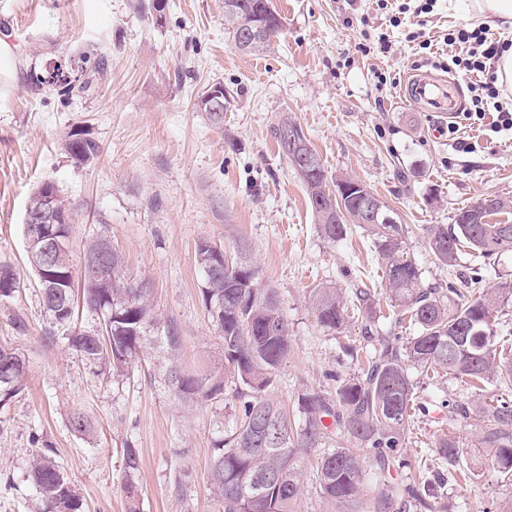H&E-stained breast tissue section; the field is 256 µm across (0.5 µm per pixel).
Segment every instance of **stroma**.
I'll list each match as a JSON object with an SVG mask.
<instances>
[{"label":"stroma","instance_id":"stroma-1","mask_svg":"<svg viewBox=\"0 0 512 512\" xmlns=\"http://www.w3.org/2000/svg\"><path fill=\"white\" fill-rule=\"evenodd\" d=\"M419 2L389 0L383 9L378 0H273L286 31L254 56L234 47L224 0H167L159 20L152 0H0V33L22 56L0 98V265L18 277L14 297L0 305V345L27 362L24 390L0 409V512H35L39 497L28 469L42 443L54 448L82 512H126L128 441L140 455L141 512H219L206 472L236 399L202 300L200 240L228 251L246 241L261 278L279 293L292 346L270 390L274 399L290 410L303 388L331 391L333 374L357 372L344 344L360 342L359 324L341 335L323 330L310 291L382 292L381 261L361 229L336 242L321 235L304 186L278 148L275 130L284 119L302 127L328 181L354 178L394 209L424 283L447 286L424 227L452 223L486 195L512 199V137L492 132L493 111L476 122L458 119V132L449 133L401 96L410 73L435 68L410 33L423 31L439 49L465 19L457 0H436L417 18ZM404 3L410 9L402 14ZM396 17L401 25H393ZM377 31L389 32L391 52H362L365 33ZM93 49L105 55L106 74L88 92L69 99L31 93L32 74ZM383 71L395 86H379ZM215 83L227 96L219 123L195 108L197 95ZM79 127L101 147L89 164L74 163L62 148ZM45 181L75 211L73 255L95 236L111 240L129 275L148 284L158 318L176 328L181 370L224 380L223 401L175 400L150 352L127 377L113 378L77 357L65 331L51 326L22 232L28 197ZM460 270L478 272L487 288L509 284L512 253L483 258L466 248ZM18 315L25 330L13 324ZM410 376L427 411L414 417L402 465L391 474L378 475L372 456L362 453L366 494L388 493L389 512H416L401 490L414 472L441 469L435 443L448 435L462 448L463 464L478 472L445 480L441 512H512V481L481 463L477 430L449 426L441 407L472 400V392L449 377ZM77 410L92 422L90 433L71 430Z\"/></svg>","mask_w":512,"mask_h":512}]
</instances>
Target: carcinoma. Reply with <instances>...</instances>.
Here are the masks:
<instances>
[{"label": "carcinoma", "mask_w": 512, "mask_h": 512, "mask_svg": "<svg viewBox=\"0 0 512 512\" xmlns=\"http://www.w3.org/2000/svg\"><path fill=\"white\" fill-rule=\"evenodd\" d=\"M224 25L237 42L241 33L253 34L256 47L252 54H262L274 39L284 34V23L272 0H224ZM82 80L67 87H54L60 96L71 98L88 92L97 77L103 75L106 59L98 54L79 56ZM196 108L208 112L220 122L224 118V96L208 100L198 95ZM65 149L77 164H85L100 154L99 144L80 131L68 133ZM319 173H298L321 234L332 241L347 237L351 225L366 230L381 258L391 314L386 317V333L374 330L382 318L371 292H355L361 315L363 345H347L351 356L365 352L360 372L337 382L336 393L306 388L297 395L293 415L272 398L268 390L288 359L291 349L288 320L283 313L275 288L263 283L260 274L249 277L241 266H248L246 244L237 243L235 255L227 256L219 277H209L210 257L224 251L207 239L197 244V263L202 273V300L212 322L224 340V359L236 378L238 405L231 414L232 426L215 440L211 452L208 482L221 512H297L301 499L300 453L319 448L332 439L333 430L347 433L373 453L380 474L406 447L411 413L425 410L418 401L415 384L409 375L413 367L434 377L450 375L467 388L485 391L494 382L499 390L512 391V354L498 347V313L512 303V285L492 288L468 297L463 289L476 290L481 282L477 275L461 274L448 281V287L426 286L416 262L407 251V229L403 224H368L362 220V196L348 195L340 201L326 194L328 183L324 164L310 151ZM53 195L55 225L53 230L71 237L74 223L72 209L51 182L37 186L28 204L37 209L41 198ZM512 213V200L494 196L488 212L476 211L471 205L461 209L453 224H430L425 228L427 243L439 264L452 273L459 265L464 247L484 257L512 252V223L493 220ZM104 236L91 239L84 247V260L96 259L107 266L112 278L106 285L87 273L76 282L71 249L56 257L55 271L67 277L64 288H43V309L51 323L69 329L73 325L77 296L83 288L86 306L98 315L108 316L112 338L94 331H73L68 336L71 347L91 365H109L112 376L127 375L144 349L157 348V366L167 375L173 397L180 401L201 398L216 400L224 395V383L211 382L181 372L176 364L180 336L168 325H161L149 303V289L137 288V280L128 276L125 260L114 247L101 250ZM17 288V275L0 266V304L10 301ZM310 302L320 327L334 334L342 333L350 323L349 305L342 291L323 286L312 289ZM26 366L0 362V406L15 398L24 387ZM448 422L470 421L480 429V445L486 449L485 460L504 478L512 480V399L496 394L487 400L446 403ZM331 423H326V420ZM266 424L270 441L263 447L251 440V430ZM435 454L448 462V472H457L461 449L458 441L445 436L435 444ZM127 512H140L136 477L140 466L137 448L128 442L124 448ZM29 479L40 501L54 512H81L82 501L65 470L45 451L37 454L30 466ZM363 462L351 448L340 446L317 459L318 491L322 498L345 506L358 504L363 512H387L388 498L363 500ZM407 493L419 507L435 512L431 500L436 498L434 481L421 476L409 485Z\"/></svg>", "instance_id": "carcinoma-1"}]
</instances>
